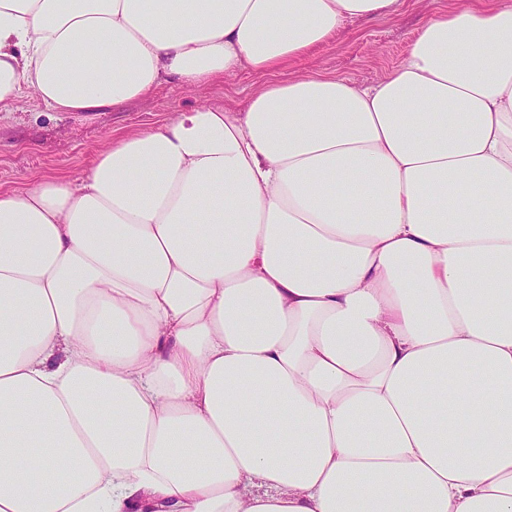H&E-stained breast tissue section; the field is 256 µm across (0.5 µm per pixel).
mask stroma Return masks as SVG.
Listing matches in <instances>:
<instances>
[{"label":"stroma","mask_w":512,"mask_h":512,"mask_svg":"<svg viewBox=\"0 0 512 512\" xmlns=\"http://www.w3.org/2000/svg\"><path fill=\"white\" fill-rule=\"evenodd\" d=\"M468 2L405 0L399 13L346 21L339 39L292 63L288 72L372 84L400 62L428 16ZM258 82V76L248 72L195 87L168 81L144 98L97 112H50L30 95H22L11 110L0 111V192L29 186L46 175L76 178L91 154L112 136L149 127L198 104L243 110Z\"/></svg>","instance_id":"obj_1"}]
</instances>
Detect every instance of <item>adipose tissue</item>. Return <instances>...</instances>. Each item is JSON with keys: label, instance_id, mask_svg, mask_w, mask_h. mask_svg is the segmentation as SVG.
Segmentation results:
<instances>
[{"label": "adipose tissue", "instance_id": "ef3b65f1", "mask_svg": "<svg viewBox=\"0 0 512 512\" xmlns=\"http://www.w3.org/2000/svg\"><path fill=\"white\" fill-rule=\"evenodd\" d=\"M0 0V109L265 76L0 192V512H512V0ZM472 0H405L398 14L373 20H347L341 37L292 63L275 79L288 75L327 74L370 85L403 58L422 22L440 10H454Z\"/></svg>", "mask_w": 512, "mask_h": 512}]
</instances>
